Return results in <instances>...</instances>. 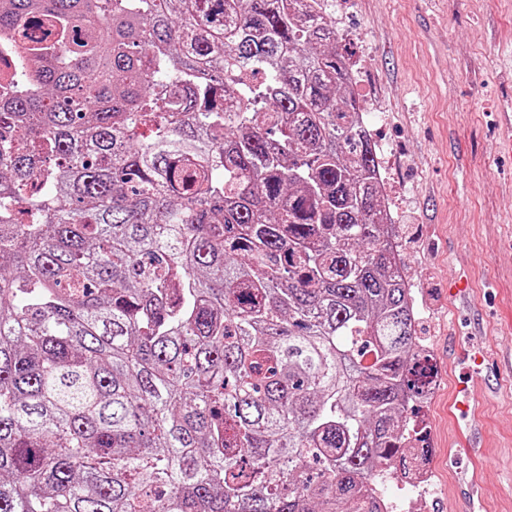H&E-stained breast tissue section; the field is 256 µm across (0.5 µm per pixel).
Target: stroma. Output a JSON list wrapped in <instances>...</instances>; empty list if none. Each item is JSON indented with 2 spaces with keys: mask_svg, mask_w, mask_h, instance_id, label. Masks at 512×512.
Returning a JSON list of instances; mask_svg holds the SVG:
<instances>
[{
  "mask_svg": "<svg viewBox=\"0 0 512 512\" xmlns=\"http://www.w3.org/2000/svg\"><path fill=\"white\" fill-rule=\"evenodd\" d=\"M333 10L382 149L418 335L443 372L435 397L415 404L439 501L467 512L452 460L470 451L452 446L448 402L470 372L448 339L469 338L479 317L503 383L483 408V512H512V374L497 365L512 355V0H335ZM458 277L479 296L477 314L454 311Z\"/></svg>",
  "mask_w": 512,
  "mask_h": 512,
  "instance_id": "stroma-1",
  "label": "stroma"
}]
</instances>
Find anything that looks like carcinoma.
Listing matches in <instances>:
<instances>
[{"mask_svg":"<svg viewBox=\"0 0 512 512\" xmlns=\"http://www.w3.org/2000/svg\"><path fill=\"white\" fill-rule=\"evenodd\" d=\"M0 35V512H384L432 367L330 0Z\"/></svg>","mask_w":512,"mask_h":512,"instance_id":"carcinoma-1","label":"carcinoma"}]
</instances>
